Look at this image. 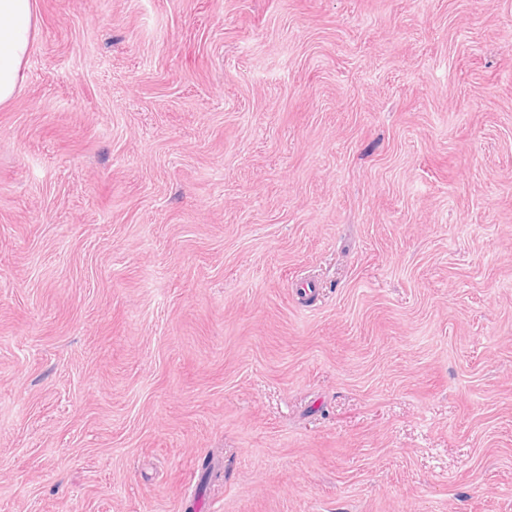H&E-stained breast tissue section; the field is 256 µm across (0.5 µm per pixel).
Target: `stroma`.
Instances as JSON below:
<instances>
[{
  "label": "stroma",
  "instance_id": "stroma-1",
  "mask_svg": "<svg viewBox=\"0 0 512 512\" xmlns=\"http://www.w3.org/2000/svg\"><path fill=\"white\" fill-rule=\"evenodd\" d=\"M36 8L0 512H512V0Z\"/></svg>",
  "mask_w": 512,
  "mask_h": 512
}]
</instances>
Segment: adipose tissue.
Segmentation results:
<instances>
[{
  "instance_id": "1",
  "label": "adipose tissue",
  "mask_w": 512,
  "mask_h": 512,
  "mask_svg": "<svg viewBox=\"0 0 512 512\" xmlns=\"http://www.w3.org/2000/svg\"><path fill=\"white\" fill-rule=\"evenodd\" d=\"M38 33L35 0H0V105L18 92Z\"/></svg>"
}]
</instances>
